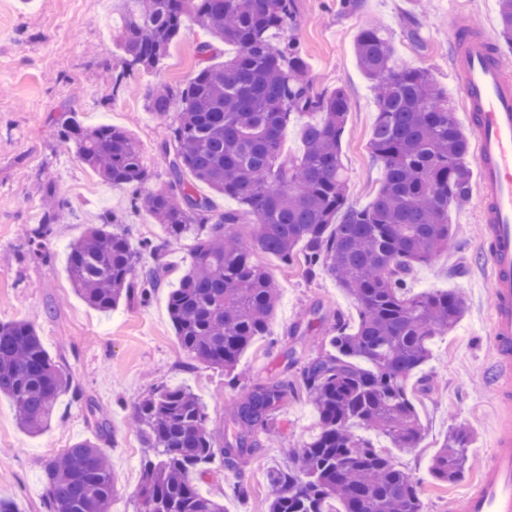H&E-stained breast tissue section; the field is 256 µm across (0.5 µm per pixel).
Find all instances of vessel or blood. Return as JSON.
Here are the masks:
<instances>
[{
    "mask_svg": "<svg viewBox=\"0 0 512 512\" xmlns=\"http://www.w3.org/2000/svg\"><path fill=\"white\" fill-rule=\"evenodd\" d=\"M448 42L460 106L473 130L478 199L489 242L491 395L499 411L507 413L512 411V58L488 32H472L458 19L448 28ZM456 512H512L511 426L493 436L479 478L457 500Z\"/></svg>",
    "mask_w": 512,
    "mask_h": 512,
    "instance_id": "obj_1",
    "label": "vessel or blood"
}]
</instances>
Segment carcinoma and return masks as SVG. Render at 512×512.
Masks as SVG:
<instances>
[{"label": "carcinoma", "mask_w": 512, "mask_h": 512, "mask_svg": "<svg viewBox=\"0 0 512 512\" xmlns=\"http://www.w3.org/2000/svg\"><path fill=\"white\" fill-rule=\"evenodd\" d=\"M121 23L112 39L126 70H152L194 19L235 49L222 62L214 47H198V68L174 88L147 90L150 111L165 132L159 142L166 184L150 188V173L135 139L112 125L86 127L73 112L57 123L59 139L81 162L114 187L130 190L165 229L163 243H134L113 216L88 229L68 248V275L78 295L102 312L121 301L145 302L164 283L166 249L195 237L193 259L170 291L168 310L182 349L195 361L222 367L237 387L243 351L271 333L279 286L257 252L289 265L303 257L306 275L336 280L357 309V323L341 317L327 330L328 349L309 359L301 377L319 413V429L303 440L286 471L269 475V512H425L414 475L375 443L417 448L422 429L409 397V378L432 356L436 337L466 311L455 292L408 294L412 270L431 263L453 239L448 210L472 193L470 140L428 70L396 62L391 38L370 25L358 33L354 53L375 92L376 117L368 141L383 170L366 207L348 204L341 141L350 101L343 88L319 93L294 34L296 0H116ZM498 40L512 47V0H498ZM318 114L303 132V152L283 154L291 116ZM242 209H217L195 192L185 174ZM47 210L29 232L30 256L45 259L54 225L69 203L52 187ZM257 233L245 241L235 227L242 214ZM149 253L146 267L139 256ZM80 392L71 373L53 360L30 320L0 323V396L17 422L39 434L54 420L61 393ZM286 380L247 389L224 446L215 448L207 415L186 388L162 385L136 404L137 433L148 454L136 492V512H224L201 494L197 480L215 456L237 467L275 433L274 416L288 401ZM471 435L448 432L431 458L432 476L461 479ZM49 512H107L113 479L106 452L81 441L44 468Z\"/></svg>", "instance_id": "carcinoma-1"}]
</instances>
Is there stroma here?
<instances>
[{
    "label": "stroma",
    "mask_w": 512,
    "mask_h": 512,
    "mask_svg": "<svg viewBox=\"0 0 512 512\" xmlns=\"http://www.w3.org/2000/svg\"><path fill=\"white\" fill-rule=\"evenodd\" d=\"M114 0H0V322L31 320L50 356L69 369L82 399L63 393L51 427L31 435L18 425L12 402L0 397V498H10L16 512H45L44 463L77 441L96 439L95 423L107 420L112 436L105 449L117 478L111 512H134L133 493L141 481L144 450L130 425L136 403L161 384L190 389L208 413V430L223 445L224 430L240 403L241 389L279 379L294 389L276 414V436L262 443L236 469L214 461L198 481L199 491L223 500L227 512H268L271 471L287 468L294 451L318 427V415L300 379L306 362L325 347L327 321L343 316L356 323L352 300L326 274L307 277L299 263L283 264L264 254L260 260L280 287L272 333L256 338L242 353L239 386L224 385V372L197 363L181 348L170 321L169 285L192 259L189 242L167 254L165 287L148 303L133 300L104 313L74 291L66 254L71 241L107 211L131 228L134 239L159 241L164 232L144 208H133L127 190L104 182L73 149L56 137L63 112L77 113L86 126L112 124L129 130L139 142L153 182L167 178L157 144L162 129L145 104L146 90L158 83L176 85L188 78L198 61V47L208 33L187 22L170 46L159 71L134 73L125 87L114 88L112 73L123 70L121 54L107 25ZM427 11L412 15L409 0H363L353 14L340 0H298L295 32L302 44L314 88L328 92L344 87L351 101L342 138V161L351 205L367 206L382 179L381 167L368 153L375 118L370 84L357 68L354 40L363 27L379 24L392 38L399 62L428 69L450 101H457V80L450 67L448 22L465 14L472 29H494L496 0H426ZM417 23L423 47L406 37ZM69 202V223L54 227L53 257L32 262L26 257V231L37 225L47 185ZM456 229L451 249L416 267L411 293L457 290L468 310L444 336L436 337L425 367L428 381L411 379L423 428L418 448L399 451L395 460L420 481L427 512H456V497L476 478L490 447L493 428L503 423L488 397L492 354L486 340L492 298L486 284L487 257L481 241L479 201L450 208ZM472 433L465 477L455 483L434 479L430 460L450 428ZM246 497L230 490L237 482Z\"/></svg>",
    "instance_id": "1"
}]
</instances>
